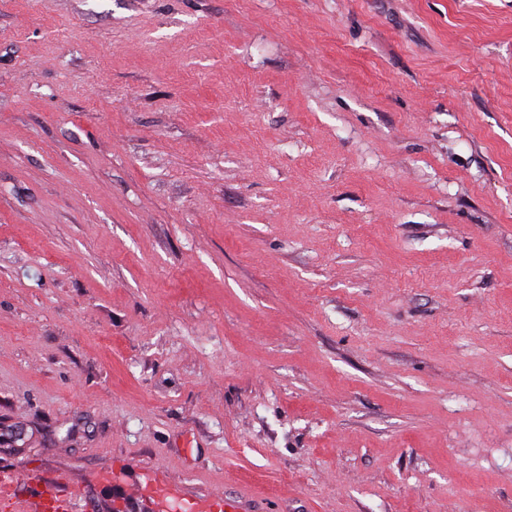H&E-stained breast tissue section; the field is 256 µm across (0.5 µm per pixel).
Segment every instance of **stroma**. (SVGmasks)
I'll return each instance as SVG.
<instances>
[{"label":"stroma","mask_w":512,"mask_h":512,"mask_svg":"<svg viewBox=\"0 0 512 512\" xmlns=\"http://www.w3.org/2000/svg\"><path fill=\"white\" fill-rule=\"evenodd\" d=\"M2 468L512 512V0H0Z\"/></svg>","instance_id":"1"}]
</instances>
